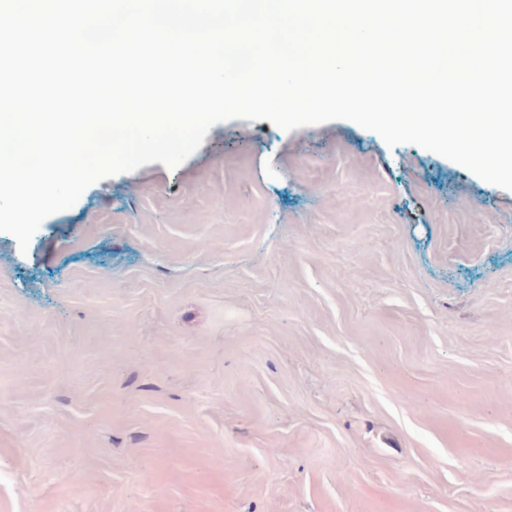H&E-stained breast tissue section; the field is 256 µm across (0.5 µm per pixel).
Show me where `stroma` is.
I'll return each instance as SVG.
<instances>
[{"instance_id": "35a3bbf8", "label": "stroma", "mask_w": 512, "mask_h": 512, "mask_svg": "<svg viewBox=\"0 0 512 512\" xmlns=\"http://www.w3.org/2000/svg\"><path fill=\"white\" fill-rule=\"evenodd\" d=\"M0 512H512V191L235 119L0 232Z\"/></svg>"}]
</instances>
